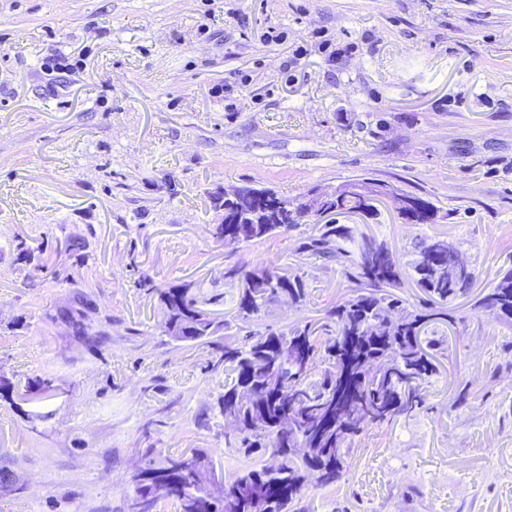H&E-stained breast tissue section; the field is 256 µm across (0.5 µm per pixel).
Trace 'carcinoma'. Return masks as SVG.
<instances>
[{"label": "carcinoma", "instance_id": "obj_1", "mask_svg": "<svg viewBox=\"0 0 512 512\" xmlns=\"http://www.w3.org/2000/svg\"><path fill=\"white\" fill-rule=\"evenodd\" d=\"M399 209L419 205L420 221L435 223L439 208L429 199L397 188ZM294 197L268 188H245L224 200V217L246 216V224H217L213 235H242L241 244L311 226L300 253L336 260L347 292L322 317H303L284 327L253 328V321L278 303L307 307L311 291L305 273L273 261L242 262L227 271L239 276L233 321L220 323L202 308L190 283L156 289L164 332L175 341L212 347L215 362L231 380L224 383L221 412L237 423L225 434L246 458L269 456L270 464L240 470L224 485V499L201 495L209 462L200 452L148 460L132 476L142 512H159L173 502L177 512H306L307 479L328 486L342 476L355 440L372 427L427 409L424 385L447 356L445 341L431 327L448 321V307L466 296L476 270L459 260V244L445 237L415 242L403 262L387 244L335 219L313 223ZM326 209L335 215L377 209L338 196ZM476 317L512 328V265L501 267L472 305ZM224 332V341L214 339ZM295 448L305 449L298 455Z\"/></svg>", "mask_w": 512, "mask_h": 512}]
</instances>
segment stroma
Here are the masks:
<instances>
[{
  "mask_svg": "<svg viewBox=\"0 0 512 512\" xmlns=\"http://www.w3.org/2000/svg\"><path fill=\"white\" fill-rule=\"evenodd\" d=\"M362 179L440 209L364 225L394 253L444 235L479 290L512 264V0H0V512H126L149 448L248 467L224 441L226 373L164 333L155 291L194 282L228 319L227 270L274 259L319 316L346 291L335 263L296 232L225 247L211 196ZM82 307L78 336L60 313ZM438 330L430 411L357 438L308 512H512V330Z\"/></svg>",
  "mask_w": 512,
  "mask_h": 512,
  "instance_id": "obj_1",
  "label": "stroma"
}]
</instances>
